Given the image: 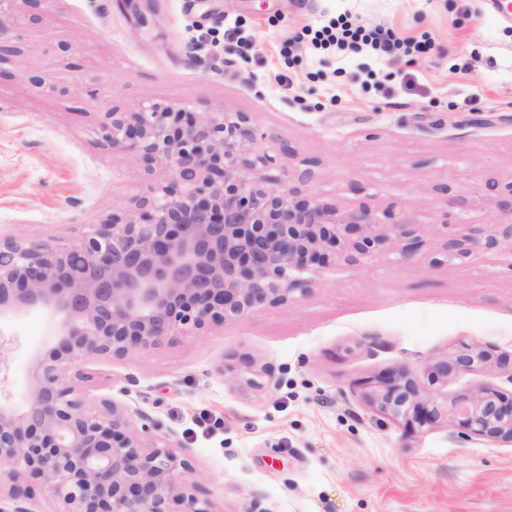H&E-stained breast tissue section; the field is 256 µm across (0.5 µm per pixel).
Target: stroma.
Returning a JSON list of instances; mask_svg holds the SVG:
<instances>
[{"label":"stroma","instance_id":"obj_1","mask_svg":"<svg viewBox=\"0 0 512 512\" xmlns=\"http://www.w3.org/2000/svg\"><path fill=\"white\" fill-rule=\"evenodd\" d=\"M134 33L112 0H42L26 45L0 76V238L69 245L144 192L113 153L111 107L189 103L247 115L275 174L340 207L413 210L423 247L325 268L312 293L246 319L122 357L88 359L64 380L85 406L142 410L183 444L189 491L210 512H512V447L409 436L362 382L415 369L461 344L512 351V242L443 261L448 236L512 221V9L504 0H142ZM341 18L426 53L315 49ZM202 63L188 64V52ZM79 69H71V59ZM14 348L0 396L21 401L33 357L55 346L33 313L0 322ZM226 374H218L220 365ZM272 367L276 386L246 379ZM136 386H127L126 376ZM512 392L496 367L449 377L441 394Z\"/></svg>","mask_w":512,"mask_h":512}]
</instances>
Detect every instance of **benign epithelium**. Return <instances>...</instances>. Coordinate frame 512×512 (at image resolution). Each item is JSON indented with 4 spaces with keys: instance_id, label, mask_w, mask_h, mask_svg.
Returning <instances> with one entry per match:
<instances>
[{
    "instance_id": "obj_1",
    "label": "benign epithelium",
    "mask_w": 512,
    "mask_h": 512,
    "mask_svg": "<svg viewBox=\"0 0 512 512\" xmlns=\"http://www.w3.org/2000/svg\"><path fill=\"white\" fill-rule=\"evenodd\" d=\"M13 2L0 0V69L22 51V27L4 21ZM134 2L113 6L131 12L142 32L148 20ZM102 130L112 152L140 164L146 192L70 246L0 241V319L40 311L57 336L34 362L24 402L0 401V464L23 461L16 480H51L64 512H211L187 492L193 469L171 437L151 433L156 424L140 410L115 402L87 409L63 370L294 303L337 257L355 263L388 250L409 260L423 246L419 224L411 210L382 219L363 205L299 196L270 173L274 157L253 148L243 114L145 102L112 108ZM158 170L167 174L162 182L154 181ZM502 239L512 240L511 223L485 224L448 241L446 260ZM508 362L512 355L471 345L421 374L400 366L362 385L368 402L410 436L444 424L461 439L512 446V397L478 387L450 400L437 389L457 371ZM29 498L16 486L0 512H30Z\"/></svg>"
}]
</instances>
